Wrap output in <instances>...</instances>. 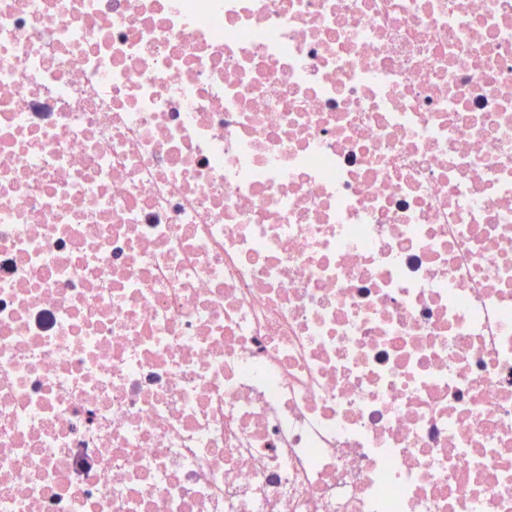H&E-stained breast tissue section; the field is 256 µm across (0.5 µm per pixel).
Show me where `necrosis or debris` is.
<instances>
[{
    "label": "necrosis or debris",
    "instance_id": "obj_1",
    "mask_svg": "<svg viewBox=\"0 0 512 512\" xmlns=\"http://www.w3.org/2000/svg\"><path fill=\"white\" fill-rule=\"evenodd\" d=\"M0 512H512V0H0Z\"/></svg>",
    "mask_w": 512,
    "mask_h": 512
}]
</instances>
